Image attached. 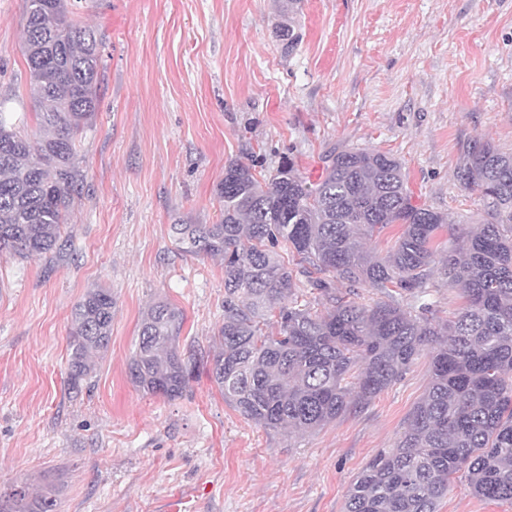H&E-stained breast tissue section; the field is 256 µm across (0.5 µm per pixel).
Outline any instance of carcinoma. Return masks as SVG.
I'll list each match as a JSON object with an SVG mask.
<instances>
[{
    "instance_id": "cac0c4a2",
    "label": "carcinoma",
    "mask_w": 512,
    "mask_h": 512,
    "mask_svg": "<svg viewBox=\"0 0 512 512\" xmlns=\"http://www.w3.org/2000/svg\"><path fill=\"white\" fill-rule=\"evenodd\" d=\"M299 0L281 9L276 37L300 42ZM96 32L68 0H25L23 54L31 98L45 107L31 138L0 110V254L28 258L63 245L83 175L77 139L101 107ZM479 192L489 221L464 244L434 247L448 216L417 206L401 163L352 148L323 158L316 182L292 159L259 180L242 161L224 167L214 224H174L181 251L224 259V324L211 378L240 414L268 429L303 434L364 408L424 352L430 381L396 444L381 448L351 483L344 512H437L451 477L464 471L479 498L512 501V153L476 141L456 172ZM402 227L382 257L367 247ZM288 246L291 258L279 253ZM464 305L441 324L425 302L433 267ZM304 278L323 310L295 298ZM387 295L369 305L336 296L335 283ZM112 292L89 289L68 337V388L94 373L112 341ZM183 314L148 307L130 358L132 384L170 400L183 395L194 360L178 350ZM13 512H56L50 496H9Z\"/></svg>"
}]
</instances>
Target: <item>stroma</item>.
Masks as SVG:
<instances>
[{
    "instance_id": "1",
    "label": "stroma",
    "mask_w": 512,
    "mask_h": 512,
    "mask_svg": "<svg viewBox=\"0 0 512 512\" xmlns=\"http://www.w3.org/2000/svg\"><path fill=\"white\" fill-rule=\"evenodd\" d=\"M281 0H73L104 48L101 109L78 142L84 175L63 250L0 256V502L26 484L58 512H343L354 478L392 447L429 382V355L362 410L307 434L245 419L211 382L224 263L178 250L174 224H212L228 161L273 174L293 157L370 148L398 159L413 202L447 214L435 243L486 219L455 170L464 147L512 152V0H301L302 39L274 36ZM24 0H0V103L39 132L22 53ZM111 291L112 341L69 392L74 305ZM184 314L186 391L128 374L148 306ZM439 512H512L451 478Z\"/></svg>"
}]
</instances>
